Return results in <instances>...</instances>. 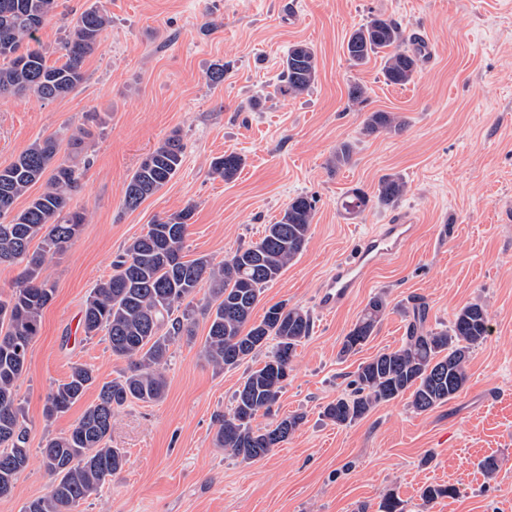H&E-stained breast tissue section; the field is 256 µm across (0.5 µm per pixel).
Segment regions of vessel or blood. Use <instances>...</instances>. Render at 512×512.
Segmentation results:
<instances>
[{
	"label": "vessel or blood",
	"mask_w": 512,
	"mask_h": 512,
	"mask_svg": "<svg viewBox=\"0 0 512 512\" xmlns=\"http://www.w3.org/2000/svg\"><path fill=\"white\" fill-rule=\"evenodd\" d=\"M416 220L412 215L397 218L365 237L354 255L340 259L320 291L323 310L342 307L361 284L365 274L387 257L398 254L412 238Z\"/></svg>",
	"instance_id": "1"
}]
</instances>
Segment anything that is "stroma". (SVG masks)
Returning a JSON list of instances; mask_svg holds the SVG:
<instances>
[{
	"mask_svg": "<svg viewBox=\"0 0 512 512\" xmlns=\"http://www.w3.org/2000/svg\"><path fill=\"white\" fill-rule=\"evenodd\" d=\"M96 3L112 24L85 59L83 82L51 102L0 99V166L38 137L65 141L78 130L89 160L74 199L87 222L70 248L46 260L56 293L18 381L31 457L12 493L0 497V512H24L47 492L45 438L70 430L98 393L90 388L48 422L51 386L76 362L93 366L99 383L125 366L105 336L89 339L81 329L91 289L111 274L124 244L155 218L190 206L186 257L220 261L257 241L301 193L315 201L308 244L253 312L261 319L284 301L313 317L278 408L304 414L300 429L255 462L217 447L219 418L261 360L213 369L201 356L208 327L198 319L195 339L170 348L164 400L127 405L113 418L110 444L124 449L127 464L80 512H378L388 492L406 512H425L429 485L458 493L426 512H512V223L502 218L512 204V0H59L38 33L47 63L60 61L72 16ZM373 14L424 39L413 83L386 84L378 60L348 61L350 33ZM297 42L315 50L318 79L289 97L278 92V75ZM218 61L229 71L213 86L206 72ZM354 81L368 89L358 112L348 107ZM254 99L256 111L248 107ZM378 110L402 115L406 127L363 136L365 113ZM174 132L184 144L179 173L138 209H125L129 177ZM342 142L352 144V160L330 170ZM229 152L244 165L227 182L211 176L210 162ZM391 174L409 186L395 205L343 213L347 191L374 194ZM400 212L417 218L413 239L371 270L345 306L322 312L318 295L336 261ZM377 293L388 307L374 335L339 357L343 336ZM414 296L424 299L431 328L448 325L466 304L486 305L492 334L472 351L465 388L424 413L403 396L347 426L325 419L324 407L347 391L360 363L401 344ZM489 457L499 464L491 479L482 467Z\"/></svg>",
	"mask_w": 512,
	"mask_h": 512,
	"instance_id": "1",
	"label": "stroma"
}]
</instances>
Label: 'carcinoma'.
Returning a JSON list of instances; mask_svg holds the SVG:
<instances>
[{"label": "carcinoma", "mask_w": 512, "mask_h": 512, "mask_svg": "<svg viewBox=\"0 0 512 512\" xmlns=\"http://www.w3.org/2000/svg\"><path fill=\"white\" fill-rule=\"evenodd\" d=\"M57 7L58 0H0V97L32 95L49 102L66 96L83 81V62L99 47L111 20L102 7L85 9L70 21L63 45L65 61L49 65L35 43ZM344 52L353 66L381 57L383 78L393 85L412 82L423 58L418 37L379 15L369 16L353 30ZM317 76L314 49L296 43L282 60L278 91L283 96L301 95ZM404 126L403 118L393 112L373 111L365 115L362 133H398ZM59 152V139L51 134L36 139L12 163L0 168V264L22 267L12 292L0 294V485L12 488L30 458L17 382L39 334L43 311L56 291L43 276L45 261L49 254L65 252L86 221L85 212L73 205L81 187L80 169L68 160L57 161ZM351 157V144L342 142L327 166L338 170ZM182 160L183 145L174 131L131 175L124 190V207L135 210L157 193L177 175ZM243 164L240 154L225 153L213 159L211 173L228 182ZM42 179L43 191L22 210H15L16 202ZM407 191L403 178L387 175L372 196L358 188L349 191L341 208L359 215L369 203L391 206ZM193 212L187 206L155 218L145 232L125 244L112 262V273L91 289L81 317L83 333L89 339L104 333L112 355L127 362V367L100 386L96 401L67 433L47 438L41 455L50 478L48 491L30 501L25 512H73L77 503L122 472L125 453L108 443L112 418L132 402L164 400L170 346L177 338L194 339L193 301L202 290L208 295L202 309L208 331L201 350L207 364L219 370L234 368L267 350L261 366L249 371L236 391L233 407L219 419L215 444L244 461H255L285 443L303 424L302 413L263 427L253 426V421L260 414H273L297 347L312 334L311 314L280 302L269 306L260 321L252 316L263 288L277 280L306 247L314 200L306 195L292 198L281 217L266 225L258 241L239 246L219 262L208 256L185 259L184 243ZM386 307L381 293L368 300L344 336L339 355L348 356L367 343ZM425 311V302H413V318L402 345L361 363L350 392L324 407L327 420L346 426L378 404L406 394L410 406L423 413L464 389L470 354L492 331L488 310L482 303H470L448 325L430 329L424 327ZM96 380L92 367L73 364L65 381L48 391L44 417L51 420L66 413ZM455 494L457 489L452 486H428L421 500L427 507Z\"/></svg>", "instance_id": "obj_1"}]
</instances>
